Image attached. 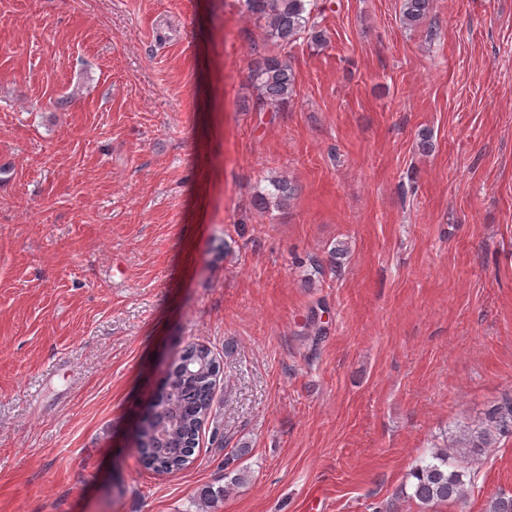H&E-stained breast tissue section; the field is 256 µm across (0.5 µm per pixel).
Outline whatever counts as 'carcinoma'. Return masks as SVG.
Masks as SVG:
<instances>
[{
    "label": "carcinoma",
    "instance_id": "cac0c4a2",
    "mask_svg": "<svg viewBox=\"0 0 512 512\" xmlns=\"http://www.w3.org/2000/svg\"><path fill=\"white\" fill-rule=\"evenodd\" d=\"M313 0H243L245 11L264 24L266 38L281 52L251 61L248 79L254 90L252 111L279 112L290 103L296 84L288 49L304 39L311 46L326 44L324 32L311 22ZM432 9V0H403L401 19L415 28ZM273 190L258 193L260 209L288 206L297 186L286 178L272 179ZM219 365L207 347L189 345L174 363L166 383L157 391L149 410L140 421L136 441L140 462L156 472L174 473L186 468L195 453L201 428L212 411L211 399ZM512 435V395L505 396L482 421L463 426L442 446L434 448L427 460L413 468L410 498L425 508L442 503L462 504L468 496L471 473L459 462L478 456L501 437Z\"/></svg>",
    "mask_w": 512,
    "mask_h": 512
}]
</instances>
